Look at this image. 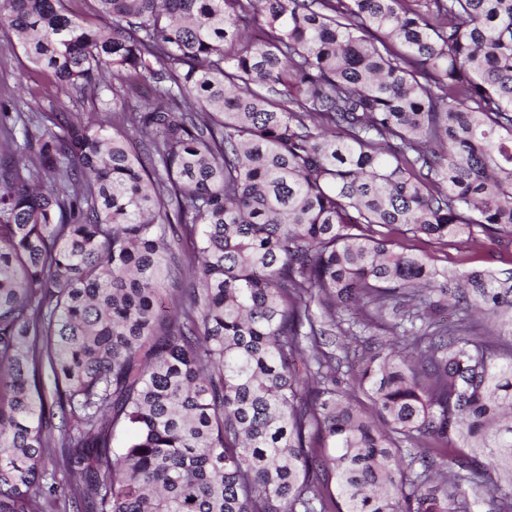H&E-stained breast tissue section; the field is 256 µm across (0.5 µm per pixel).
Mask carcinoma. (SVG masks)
I'll list each match as a JSON object with an SVG mask.
<instances>
[{"label": "carcinoma", "instance_id": "carcinoma-1", "mask_svg": "<svg viewBox=\"0 0 512 512\" xmlns=\"http://www.w3.org/2000/svg\"><path fill=\"white\" fill-rule=\"evenodd\" d=\"M87 2L0 0L115 119L0 113V512H512V271L389 237L512 245V0Z\"/></svg>", "mask_w": 512, "mask_h": 512}]
</instances>
